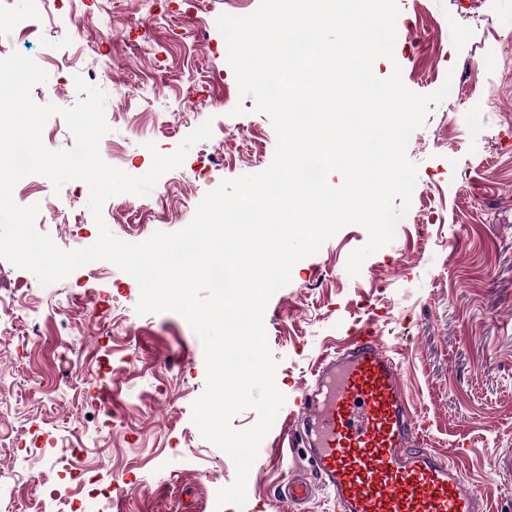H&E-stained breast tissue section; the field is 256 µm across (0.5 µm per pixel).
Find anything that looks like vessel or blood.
<instances>
[{"label":"vessel or blood","instance_id":"1","mask_svg":"<svg viewBox=\"0 0 512 512\" xmlns=\"http://www.w3.org/2000/svg\"><path fill=\"white\" fill-rule=\"evenodd\" d=\"M298 406L315 479L290 483V501L320 489L336 512H487L453 461L422 447L401 366L371 327L320 359Z\"/></svg>","mask_w":512,"mask_h":512}]
</instances>
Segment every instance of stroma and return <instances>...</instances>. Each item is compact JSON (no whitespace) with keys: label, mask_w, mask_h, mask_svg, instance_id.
Returning <instances> with one entry per match:
<instances>
[{"label":"stroma","mask_w":512,"mask_h":512,"mask_svg":"<svg viewBox=\"0 0 512 512\" xmlns=\"http://www.w3.org/2000/svg\"><path fill=\"white\" fill-rule=\"evenodd\" d=\"M260 0H90L70 29L58 21L27 35L0 26V54L32 58L48 74L31 96L67 108L75 81L99 85L106 64L122 67L106 88L110 131L99 145L107 164L138 176L151 166L147 142L176 151L199 122L211 141L191 147L161 181L165 197L120 194L102 217L120 240L185 228L204 195L222 181L266 170L276 134L253 97H240L216 21L246 16ZM393 58L373 63L381 79L400 70L406 87L427 95L444 81L461 93L433 106L411 135L407 155L417 187L393 241L359 275L349 255L366 244L358 224L340 229L291 271L267 304V343L285 396L247 479L244 508H217L235 479L230 457L204 439L192 405L206 383L204 350L179 315H138L140 290L111 262L78 269L50 286L0 260V295L12 296V335H0V475L36 469L40 486L15 481L14 512H55L58 493L82 497V512H334L324 495L304 504L279 490L313 479L302 449L277 444L297 414L295 398L320 358L372 324L401 364L426 447L450 454L486 497L490 512H512V0H397ZM243 114H234L235 106ZM67 200L66 212L40 210L36 229L66 251L98 229L85 182L54 190L41 175L13 198ZM181 218L160 224L162 209ZM112 395L100 401L101 386ZM81 449L108 497L82 496L66 465Z\"/></svg>","instance_id":"obj_1"}]
</instances>
